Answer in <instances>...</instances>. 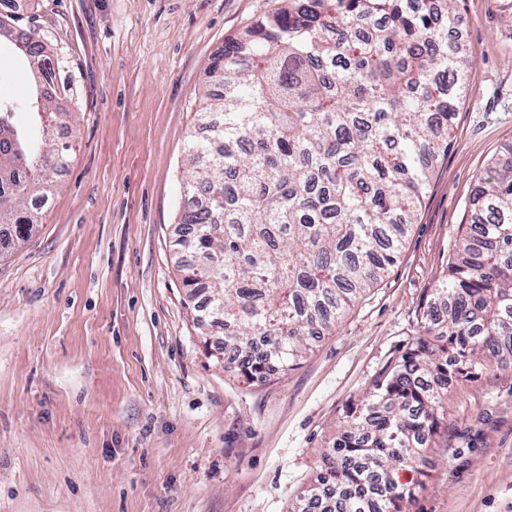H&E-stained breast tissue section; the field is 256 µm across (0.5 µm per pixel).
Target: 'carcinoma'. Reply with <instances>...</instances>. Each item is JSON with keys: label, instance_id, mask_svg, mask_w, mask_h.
<instances>
[{"label": "carcinoma", "instance_id": "obj_1", "mask_svg": "<svg viewBox=\"0 0 512 512\" xmlns=\"http://www.w3.org/2000/svg\"><path fill=\"white\" fill-rule=\"evenodd\" d=\"M212 58L207 136L187 145L175 240L197 322L224 335L250 380L286 371L396 262L424 200L472 60L448 39L456 0H277ZM0 15L34 82L55 87L46 47ZM0 97V253L25 240L66 170L67 123L29 142ZM512 368V159L472 198L448 276L410 346L344 411L288 512H407L448 427L449 389Z\"/></svg>", "mask_w": 512, "mask_h": 512}]
</instances>
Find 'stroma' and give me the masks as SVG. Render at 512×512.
I'll return each mask as SVG.
<instances>
[{
	"label": "stroma",
	"mask_w": 512,
	"mask_h": 512,
	"mask_svg": "<svg viewBox=\"0 0 512 512\" xmlns=\"http://www.w3.org/2000/svg\"><path fill=\"white\" fill-rule=\"evenodd\" d=\"M274 0H23L66 90L70 163L0 255V512H287L351 399L412 340L473 190L512 150V0H457L473 59L396 263L292 369L211 360L173 247L212 58ZM0 94L42 107L13 47ZM409 512H512V369L460 382Z\"/></svg>",
	"instance_id": "35a3bbf8"
}]
</instances>
